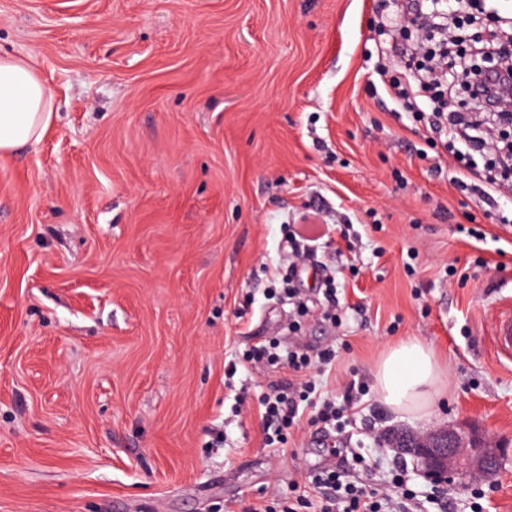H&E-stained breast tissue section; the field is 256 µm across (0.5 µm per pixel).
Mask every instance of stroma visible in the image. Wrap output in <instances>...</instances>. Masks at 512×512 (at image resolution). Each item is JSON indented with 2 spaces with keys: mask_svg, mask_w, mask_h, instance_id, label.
I'll list each match as a JSON object with an SVG mask.
<instances>
[{
  "mask_svg": "<svg viewBox=\"0 0 512 512\" xmlns=\"http://www.w3.org/2000/svg\"><path fill=\"white\" fill-rule=\"evenodd\" d=\"M418 39L391 0H0V56L31 60L55 106L0 156V512H242L339 448L384 487L374 428L460 424L512 449L492 342L512 197L458 188L447 144L388 95L387 48ZM308 221L331 225L317 259L365 311L303 341L335 347L317 381L360 403L273 457L271 375L226 367L287 343L267 292L286 225ZM409 336L448 371L426 423L375 389Z\"/></svg>",
  "mask_w": 512,
  "mask_h": 512,
  "instance_id": "stroma-1",
  "label": "stroma"
}]
</instances>
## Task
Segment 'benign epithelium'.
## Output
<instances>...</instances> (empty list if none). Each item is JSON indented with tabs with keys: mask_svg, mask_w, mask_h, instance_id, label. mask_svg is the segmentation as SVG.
I'll return each instance as SVG.
<instances>
[{
	"mask_svg": "<svg viewBox=\"0 0 512 512\" xmlns=\"http://www.w3.org/2000/svg\"><path fill=\"white\" fill-rule=\"evenodd\" d=\"M378 443L408 458L437 488L474 481L495 480L505 448L475 429L444 426L428 431L381 434Z\"/></svg>",
	"mask_w": 512,
	"mask_h": 512,
	"instance_id": "obj_1",
	"label": "benign epithelium"
}]
</instances>
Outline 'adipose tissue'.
I'll return each instance as SVG.
<instances>
[{"instance_id": "ef3b65f1", "label": "adipose tissue", "mask_w": 512, "mask_h": 512, "mask_svg": "<svg viewBox=\"0 0 512 512\" xmlns=\"http://www.w3.org/2000/svg\"><path fill=\"white\" fill-rule=\"evenodd\" d=\"M53 110V99L32 61L0 56V153L39 142ZM445 378L434 351L409 339L388 348L376 368L375 388L392 410L426 420Z\"/></svg>"}]
</instances>
